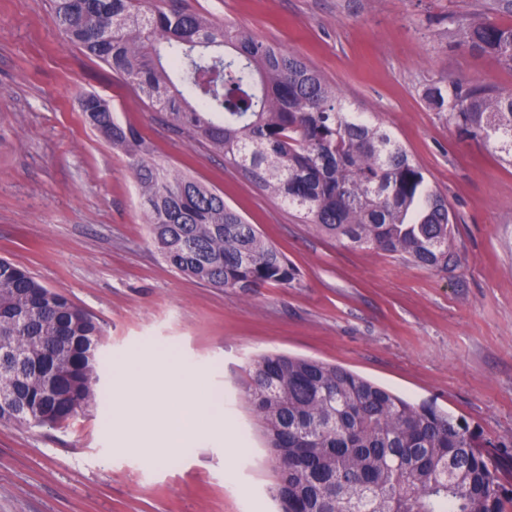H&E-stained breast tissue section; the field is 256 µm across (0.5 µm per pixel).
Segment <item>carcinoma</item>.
Segmentation results:
<instances>
[{"label": "carcinoma", "mask_w": 512, "mask_h": 512, "mask_svg": "<svg viewBox=\"0 0 512 512\" xmlns=\"http://www.w3.org/2000/svg\"><path fill=\"white\" fill-rule=\"evenodd\" d=\"M64 38L164 111L190 141L224 157L259 190L330 239L446 271L455 214L414 156L300 56L234 25L153 0H51ZM512 69V25L476 18L455 32ZM464 136L512 164V91L456 82L426 88ZM86 118L127 157L150 238L180 275L249 296L288 287L297 268L224 195L172 173L138 131L95 95ZM94 319L26 268L0 259V422L27 424L45 405L49 368L34 351L63 336L54 363L74 414L100 400ZM245 398L262 425L283 512H505L489 449L467 421L412 403L338 365L270 353L254 359Z\"/></svg>", "instance_id": "carcinoma-1"}]
</instances>
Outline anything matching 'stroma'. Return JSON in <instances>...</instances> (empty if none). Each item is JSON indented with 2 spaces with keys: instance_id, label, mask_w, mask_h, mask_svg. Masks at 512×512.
I'll list each match as a JSON object with an SVG mask.
<instances>
[{
  "instance_id": "obj_1",
  "label": "stroma",
  "mask_w": 512,
  "mask_h": 512,
  "mask_svg": "<svg viewBox=\"0 0 512 512\" xmlns=\"http://www.w3.org/2000/svg\"><path fill=\"white\" fill-rule=\"evenodd\" d=\"M180 3L297 53L391 129L451 206L458 263L431 272L320 235L64 42L50 0H0V258L94 317L105 394L61 426L0 423V512H275L276 472L241 389L264 352L342 366L512 447V166L424 98L451 80L512 89V69L454 36L477 15L512 25V0ZM86 93L168 169L223 192L298 268L297 283L243 296L171 270L125 155L81 110ZM152 344L208 370L232 447L199 444L150 465L105 430L114 360Z\"/></svg>"
}]
</instances>
